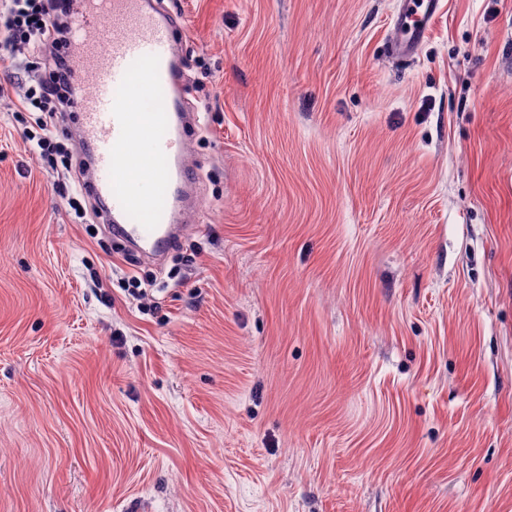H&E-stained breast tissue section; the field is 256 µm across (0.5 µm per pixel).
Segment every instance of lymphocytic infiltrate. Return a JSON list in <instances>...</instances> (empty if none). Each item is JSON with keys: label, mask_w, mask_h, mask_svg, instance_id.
Returning a JSON list of instances; mask_svg holds the SVG:
<instances>
[{"label": "lymphocytic infiltrate", "mask_w": 512, "mask_h": 512, "mask_svg": "<svg viewBox=\"0 0 512 512\" xmlns=\"http://www.w3.org/2000/svg\"><path fill=\"white\" fill-rule=\"evenodd\" d=\"M72 0H11L0 13V59L15 60L22 51L44 52L40 68L32 73L18 105L28 113L40 131L37 157L40 168L77 216L99 215L100 205L84 208L77 195L85 172L83 155L54 138V132L73 104L68 87L74 78L73 58L68 41V19Z\"/></svg>", "instance_id": "lymphocytic-infiltrate-1"}]
</instances>
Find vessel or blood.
Masks as SVG:
<instances>
[{"label":"vessel or blood","mask_w":512,"mask_h":512,"mask_svg":"<svg viewBox=\"0 0 512 512\" xmlns=\"http://www.w3.org/2000/svg\"><path fill=\"white\" fill-rule=\"evenodd\" d=\"M442 0H403L393 19L392 51L415 54ZM101 30L94 40L92 30ZM184 28L154 0H78L70 46L92 89L74 82L78 135L91 158L86 189L102 203L114 235L153 255L184 231L186 116L172 112L182 93L177 60ZM150 216L138 222L139 214Z\"/></svg>","instance_id":"1"}]
</instances>
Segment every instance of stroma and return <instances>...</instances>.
Listing matches in <instances>:
<instances>
[{"label": "stroma", "instance_id": "35a3bbf8", "mask_svg": "<svg viewBox=\"0 0 512 512\" xmlns=\"http://www.w3.org/2000/svg\"><path fill=\"white\" fill-rule=\"evenodd\" d=\"M162 2L200 126L161 263L74 223L0 69V512H512V0L406 61L400 0Z\"/></svg>", "mask_w": 512, "mask_h": 512}]
</instances>
